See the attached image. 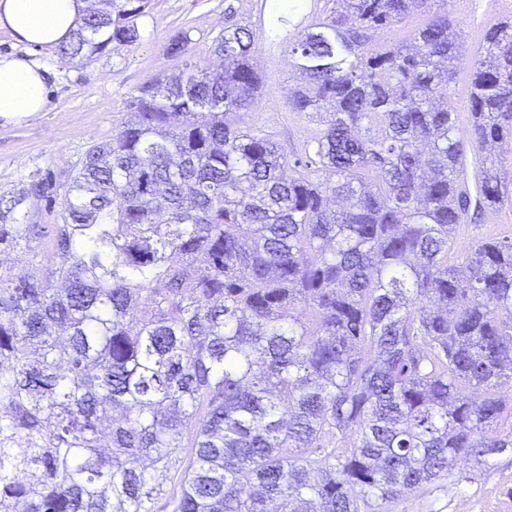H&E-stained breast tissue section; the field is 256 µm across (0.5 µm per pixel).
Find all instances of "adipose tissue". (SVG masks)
I'll return each instance as SVG.
<instances>
[{"mask_svg": "<svg viewBox=\"0 0 512 512\" xmlns=\"http://www.w3.org/2000/svg\"><path fill=\"white\" fill-rule=\"evenodd\" d=\"M83 0H0V30L17 43L52 48L77 28ZM47 76L35 63L0 55V118L24 121L44 111Z\"/></svg>", "mask_w": 512, "mask_h": 512, "instance_id": "ef3b65f1", "label": "adipose tissue"}]
</instances>
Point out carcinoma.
Here are the masks:
<instances>
[{
    "mask_svg": "<svg viewBox=\"0 0 512 512\" xmlns=\"http://www.w3.org/2000/svg\"><path fill=\"white\" fill-rule=\"evenodd\" d=\"M330 2L288 49L305 158L236 122L261 81L230 11L217 66L170 44L183 68L87 151L51 261L17 217L43 183L0 198V251L27 255L0 273V512H391L512 456V238L449 263L509 195L512 22L463 130L448 0ZM85 3L61 59L139 40L144 0ZM423 18L422 15H411L396 25L378 30L372 39L373 46L385 48L398 44L421 23Z\"/></svg>",
    "mask_w": 512,
    "mask_h": 512,
    "instance_id": "1",
    "label": "carcinoma"
}]
</instances>
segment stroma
<instances>
[{
	"label": "stroma",
	"instance_id": "obj_1",
	"mask_svg": "<svg viewBox=\"0 0 512 512\" xmlns=\"http://www.w3.org/2000/svg\"><path fill=\"white\" fill-rule=\"evenodd\" d=\"M228 5L236 8L239 20L254 24V58L262 78L258 101L242 113L243 122L271 135L287 157L303 154L320 124L288 107L293 76L288 49L301 28L324 16L325 0H306L293 26L276 38L259 24L268 14L265 0H149L136 19L139 41L79 63L61 60L54 48H25L0 30V55L14 54L37 63L47 71L49 81L45 112L20 124L0 121V197L11 198L42 179L58 189L69 183L85 153L110 139L126 118L138 88L177 70L179 60L167 52L171 39L187 36L192 60L201 64L211 60L210 50L224 31ZM448 11L472 56L485 29L512 21V0H448ZM491 235H512V199L481 213L458 238L459 256ZM395 512H512V460L501 457L482 468L470 461L459 463L442 488L403 494Z\"/></svg>",
	"mask_w": 512,
	"mask_h": 512
}]
</instances>
